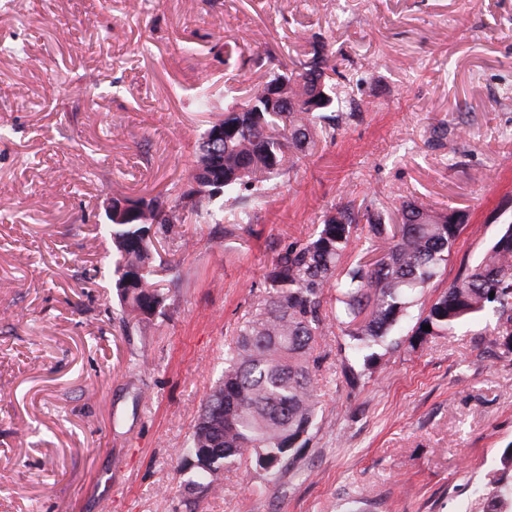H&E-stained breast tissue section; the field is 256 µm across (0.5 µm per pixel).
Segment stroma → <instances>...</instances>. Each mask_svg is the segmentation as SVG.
<instances>
[{
	"label": "stroma",
	"instance_id": "35a3bbf8",
	"mask_svg": "<svg viewBox=\"0 0 512 512\" xmlns=\"http://www.w3.org/2000/svg\"><path fill=\"white\" fill-rule=\"evenodd\" d=\"M324 46L338 103L248 224L155 236L165 300L124 326L115 192L166 196L225 106ZM213 109L199 111L198 91ZM415 197L467 224L431 301L512 212V0H0V512H485L512 489V351L484 320L358 384L317 340L308 448L264 493L253 471L184 491L180 455L264 274L350 203Z\"/></svg>",
	"mask_w": 512,
	"mask_h": 512
}]
</instances>
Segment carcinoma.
Returning <instances> with one entry per match:
<instances>
[{
	"instance_id": "1",
	"label": "carcinoma",
	"mask_w": 512,
	"mask_h": 512,
	"mask_svg": "<svg viewBox=\"0 0 512 512\" xmlns=\"http://www.w3.org/2000/svg\"><path fill=\"white\" fill-rule=\"evenodd\" d=\"M323 64L314 52L303 72L271 79L284 88V98L271 102L263 84L209 122L197 141L190 179L221 169L220 192L234 200L230 208L214 210V195L189 184L175 188L176 201L216 224L251 223L252 211L266 203L267 180L310 148L322 112L334 105ZM219 126L224 127V155L214 156L211 136ZM125 203L158 212L159 227L174 223L166 201L158 196ZM398 212L400 221L392 225L368 210L361 226L351 207H341L326 215L306 240L288 244L274 257L265 275L267 292L240 326L224 358V375L203 401L189 443L181 449L193 460L186 481L190 493H215L224 472L249 462L265 472L252 491H265L273 472L291 465L308 446L316 425L318 337L339 326L347 357L361 371L369 370L387 337L411 316L424 288L442 276L465 226L463 215L439 212L416 200L402 203ZM151 228L132 221L101 226L115 247L112 286L124 322L142 323L163 301L153 282ZM361 237L372 261L346 263L354 240ZM330 292L336 293L337 306L329 312ZM480 316L495 322L491 335L503 338L502 345L512 350V213L501 216L485 251L421 310L410 344L451 336ZM503 324L511 328L503 331ZM424 325L431 329H422Z\"/></svg>"
}]
</instances>
